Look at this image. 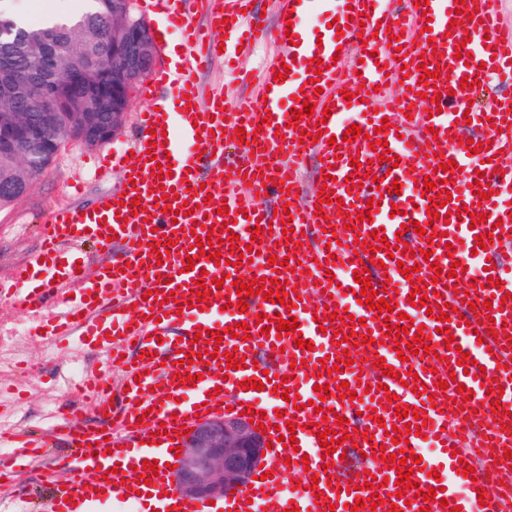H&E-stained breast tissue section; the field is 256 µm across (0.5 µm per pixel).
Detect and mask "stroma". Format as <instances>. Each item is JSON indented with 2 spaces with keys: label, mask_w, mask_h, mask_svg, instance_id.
Masks as SVG:
<instances>
[{
  "label": "stroma",
  "mask_w": 512,
  "mask_h": 512,
  "mask_svg": "<svg viewBox=\"0 0 512 512\" xmlns=\"http://www.w3.org/2000/svg\"><path fill=\"white\" fill-rule=\"evenodd\" d=\"M270 54V48H257L236 73L215 63L198 81L204 89L218 88L225 98H235L253 91L255 69ZM144 90L141 83L132 88L126 122L116 138L92 148L74 141L65 143L48 172L33 182L23 197L0 208V279H9L12 269L40 248L37 226L52 207L62 203L88 207L119 187L122 161L136 132V114L144 106ZM42 322V316L21 313L8 297L0 296V336L6 343L0 356V428L45 426L66 393L72 364L81 363L91 374L99 369L95 355L86 349L51 344L40 332Z\"/></svg>",
  "instance_id": "1"
}]
</instances>
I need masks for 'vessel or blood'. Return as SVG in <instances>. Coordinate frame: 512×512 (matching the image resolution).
I'll use <instances>...</instances> for the list:
<instances>
[{
    "label": "vessel or blood",
    "mask_w": 512,
    "mask_h": 512,
    "mask_svg": "<svg viewBox=\"0 0 512 512\" xmlns=\"http://www.w3.org/2000/svg\"><path fill=\"white\" fill-rule=\"evenodd\" d=\"M143 2L179 31L189 54L180 66L160 70L146 90L135 160L120 187L95 208L52 211L41 226V248L14 270L9 288L22 311L37 314L59 305L51 338L85 342L103 370L125 364L122 384L85 381L82 398H65L49 426L16 434L12 461L0 465V490L12 486L22 462L64 445L70 477L61 482L54 472L45 474L48 512H97L141 477L154 498L144 512H202L148 465L171 458L183 428L196 417L251 408L271 443L269 477L235 494L226 512H283L292 505L301 512H348V505L369 497L364 484L373 475L388 481L378 497L396 493L397 471L375 456L378 446L386 455H409L404 469L414 486L406 491L404 512L424 506L447 512L451 505L462 512H501L491 478L512 481V461L505 458L512 450V265L500 257L502 246L512 242V197L502 194L512 188V97L476 108L475 90L461 86L465 77L482 84L493 76L512 79V31L501 25L499 0H428L423 9L406 0L401 14L388 8V0H274L270 24L262 23L253 0ZM195 11L205 15V25L193 22ZM324 15L336 26L314 32L311 18ZM426 24L430 39L406 37V30ZM266 43L275 52L261 68L255 92L233 99L219 90L202 94L195 73L220 59L247 58ZM461 46L470 59L456 58ZM315 58L325 65L318 76L310 69ZM425 69L439 70L440 80L422 78ZM347 90L358 92V99H344ZM307 100L316 101L317 112L292 122L293 111ZM325 107L330 117H323ZM353 125L363 137L338 150L328 146V137L341 138ZM240 126L242 139L236 136ZM469 139L481 152L466 148ZM310 157L317 161L316 183L333 191L334 203L320 205L319 194L306 192L301 169ZM166 161L171 175L156 176ZM448 161L452 172L440 171ZM357 170L365 175L358 188L350 181ZM426 176L445 182L451 193L436 221L427 213L433 193L424 187ZM397 182L415 189L396 193ZM166 188L174 197H163ZM372 197L379 205L369 206ZM271 198L280 211L268 207ZM465 204L486 214V221L457 216ZM222 205L227 215L219 214ZM365 209L372 219L362 224L358 217ZM418 223L431 224L436 247L415 233ZM213 229L223 240L217 262L200 258L194 245ZM375 229L384 230L388 241L403 239L405 253L371 252L367 242ZM490 231L496 240L478 250L477 236ZM254 238L261 243L259 256L239 261ZM116 240L129 245L118 257L112 254ZM89 242L95 247L91 271L74 261L59 265L61 250ZM434 261L442 275H434ZM454 261L459 270H451ZM403 265L413 268L412 277L401 275ZM359 271L393 306L387 319L376 318L356 298ZM263 276L283 281L290 307L254 294L248 309L238 311L237 278ZM203 278L222 286L200 307L188 308L194 283ZM475 278L476 289L470 286ZM68 286L79 295L61 301ZM414 287L427 296V306L410 305ZM430 307L439 308L440 318L427 315ZM261 312L298 320L300 329L281 337L262 334ZM404 313L412 319L408 332L392 339L387 327ZM351 315L362 323L349 331L343 322ZM242 321L250 328L246 341L230 333ZM441 326L454 335V349L438 334ZM417 335L428 340L429 353L399 360L397 346ZM301 339L311 349L299 348ZM463 353L470 356L464 363ZM346 354L351 365L334 371L336 359ZM231 355L245 359L246 368H228ZM378 359L393 367V376L375 368ZM321 364L332 368V376L318 374ZM410 371L417 373L421 393L402 384ZM440 379L447 388L437 389ZM245 380L264 388L242 389ZM344 381L355 398L320 399L319 386ZM461 384L472 390L471 400L459 395ZM391 393L396 402H387ZM315 399L320 407H312ZM404 405L425 424L421 435H409L401 446L385 430L398 424L395 410ZM89 407L99 418L93 427L84 421ZM327 408L334 417H322ZM324 426L344 439L331 453L319 438ZM288 434L295 436L297 452L284 449L281 438ZM424 439L434 454L418 465L410 455ZM349 452L362 456L361 471L352 477L335 467ZM467 465L474 478L464 477ZM290 478L298 486L287 498L282 488ZM438 486L443 495L428 497V489Z\"/></svg>",
    "instance_id": "obj_1"
}]
</instances>
